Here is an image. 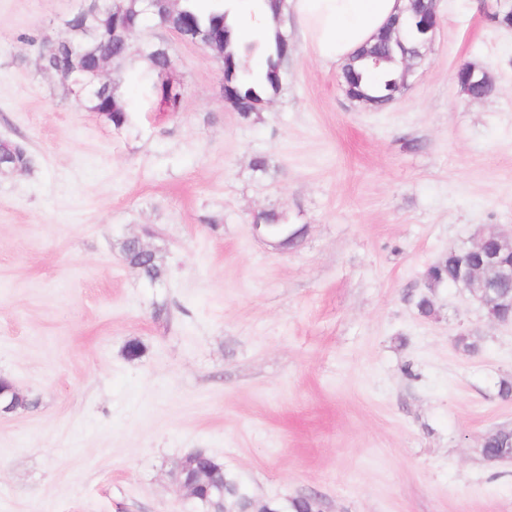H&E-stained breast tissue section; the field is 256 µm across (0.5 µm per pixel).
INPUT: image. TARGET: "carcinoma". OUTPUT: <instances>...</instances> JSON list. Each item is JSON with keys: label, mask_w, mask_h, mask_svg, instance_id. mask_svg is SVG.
Returning a JSON list of instances; mask_svg holds the SVG:
<instances>
[{"label": "carcinoma", "mask_w": 512, "mask_h": 512, "mask_svg": "<svg viewBox=\"0 0 512 512\" xmlns=\"http://www.w3.org/2000/svg\"><path fill=\"white\" fill-rule=\"evenodd\" d=\"M118 11L137 28L151 19L182 39L194 38L197 31H216L223 41L222 55L219 56L223 86L233 89L235 109L244 119L251 118L265 100L279 92L287 75L288 58L293 52L287 36L277 29L273 35L260 40H245L238 35L237 26L229 23L224 0H181L174 10L163 0H157L149 12L142 9L141 0H118L111 6L105 4L89 30L84 28L78 15H73L67 21L68 42L61 44L57 52L40 56L39 69L56 75L67 90L85 86L86 108L104 115L117 130L128 122V103L117 93L112 81L99 80L98 70L101 60L106 57L115 62L127 58L128 43L112 35ZM406 12L407 16L399 21V42H388L381 37L358 56L363 68L350 63L343 69L344 88L373 101L381 109L390 105L406 88L404 76H394L385 66L406 63L419 54V28L430 17L431 2L409 0ZM250 55L261 58L256 71L243 68V58ZM147 57L157 77L154 93L172 108H179L181 93L172 91L165 80L173 66L168 46L163 42L150 45ZM252 223L268 225V234L278 240L286 238L279 215L274 211L257 213ZM120 253L123 261L149 284L161 285L167 280L168 268L158 250L145 251L136 240L127 238L121 243ZM474 261L475 255L469 250L451 248L430 264L423 272L425 292L416 300L418 313L424 317L433 315L429 293L443 285L456 286ZM511 432L507 428L488 432L482 446L483 456L490 461L496 459L503 439ZM203 465L210 471L213 494L224 491V512H250L254 499L238 476L212 457L204 460ZM270 509L273 512H319V505L316 499L303 496L285 503L272 502Z\"/></svg>", "instance_id": "1"}]
</instances>
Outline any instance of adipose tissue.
Segmentation results:
<instances>
[{
    "instance_id": "obj_1",
    "label": "adipose tissue",
    "mask_w": 512,
    "mask_h": 512,
    "mask_svg": "<svg viewBox=\"0 0 512 512\" xmlns=\"http://www.w3.org/2000/svg\"><path fill=\"white\" fill-rule=\"evenodd\" d=\"M408 0H286L299 38L326 65L350 62L372 43Z\"/></svg>"
}]
</instances>
